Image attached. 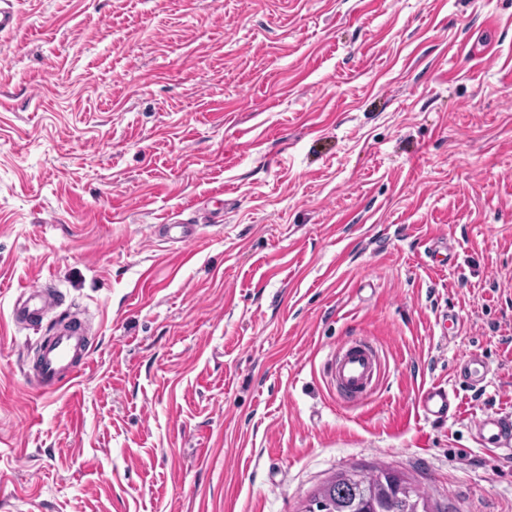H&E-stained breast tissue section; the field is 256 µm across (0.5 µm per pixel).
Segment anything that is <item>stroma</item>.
Listing matches in <instances>:
<instances>
[{
    "label": "stroma",
    "mask_w": 512,
    "mask_h": 512,
    "mask_svg": "<svg viewBox=\"0 0 512 512\" xmlns=\"http://www.w3.org/2000/svg\"><path fill=\"white\" fill-rule=\"evenodd\" d=\"M10 6L0 512H300L379 465L512 512V456L471 432L512 417V0ZM38 283L95 329L44 396V331L11 320ZM360 337L382 377L353 404L329 363ZM432 384L458 394L437 423ZM458 367L460 376L469 385L487 384V364L479 355L470 354L464 357ZM457 398L454 390L441 385H431L418 395L416 409L426 421L446 417Z\"/></svg>",
    "instance_id": "obj_1"
}]
</instances>
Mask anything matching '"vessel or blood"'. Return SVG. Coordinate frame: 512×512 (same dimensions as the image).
Returning <instances> with one entry per match:
<instances>
[{
	"label": "vessel or blood",
	"instance_id": "vessel-or-blood-1",
	"mask_svg": "<svg viewBox=\"0 0 512 512\" xmlns=\"http://www.w3.org/2000/svg\"><path fill=\"white\" fill-rule=\"evenodd\" d=\"M60 303V294L36 285L23 289L12 309L14 324L31 325L44 320L51 324L48 335L41 337L36 360L27 372L31 385L43 394L63 391L93 363L88 333L79 311L58 315L56 309ZM379 372V351L370 340H354L351 345L337 348L333 355L331 380L337 394L348 401L359 400ZM459 372L472 386L487 381V364L476 354L460 361ZM455 397V392L447 387L430 386L420 392L417 412L427 421L446 417ZM472 428L483 449L492 453L512 451V418L484 415L473 422Z\"/></svg>",
	"mask_w": 512,
	"mask_h": 512
}]
</instances>
